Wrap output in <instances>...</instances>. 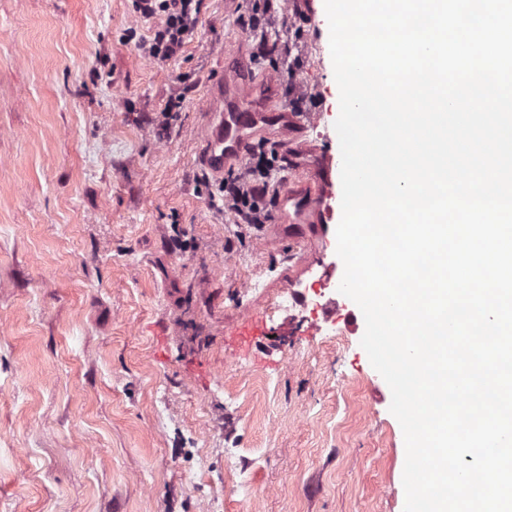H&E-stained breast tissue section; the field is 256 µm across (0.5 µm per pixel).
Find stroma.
Masks as SVG:
<instances>
[{
    "mask_svg": "<svg viewBox=\"0 0 512 512\" xmlns=\"http://www.w3.org/2000/svg\"><path fill=\"white\" fill-rule=\"evenodd\" d=\"M252 2L201 0L159 61L133 0H0V512H404L359 307L267 314L321 240L219 211L198 162L236 53L292 72L323 115L304 141L340 153L323 19L277 0L288 42L259 59Z\"/></svg>",
    "mask_w": 512,
    "mask_h": 512,
    "instance_id": "1",
    "label": "stroma"
}]
</instances>
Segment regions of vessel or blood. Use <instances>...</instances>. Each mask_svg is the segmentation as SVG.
<instances>
[{"mask_svg": "<svg viewBox=\"0 0 512 512\" xmlns=\"http://www.w3.org/2000/svg\"><path fill=\"white\" fill-rule=\"evenodd\" d=\"M247 67L246 61H237L226 70L224 79L208 88V132L199 162L215 174L223 173L229 164L243 162L251 140L267 128L276 126L282 135L291 136L319 120L315 113L292 120L276 96L274 83L240 87L238 79ZM335 166V160L323 158L313 165H291L284 177L287 188L278 197V223L315 224L325 233L335 229L342 215L332 177Z\"/></svg>", "mask_w": 512, "mask_h": 512, "instance_id": "b4317fda", "label": "vessel or blood"}]
</instances>
